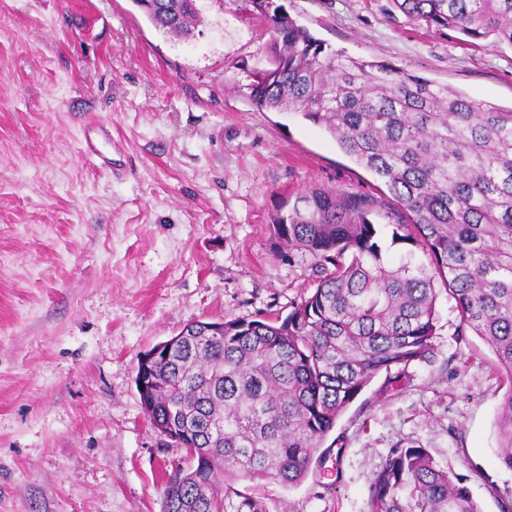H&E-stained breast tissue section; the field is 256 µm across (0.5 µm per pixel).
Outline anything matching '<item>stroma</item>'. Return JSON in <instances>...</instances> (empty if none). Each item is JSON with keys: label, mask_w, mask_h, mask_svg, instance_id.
I'll return each instance as SVG.
<instances>
[{"label": "stroma", "mask_w": 512, "mask_h": 512, "mask_svg": "<svg viewBox=\"0 0 512 512\" xmlns=\"http://www.w3.org/2000/svg\"><path fill=\"white\" fill-rule=\"evenodd\" d=\"M282 2L348 56L512 107V46H471L395 0ZM196 6L183 39L134 0H0V512H163L187 454L144 414L139 356L196 321L287 315L311 292L318 258L272 228L296 196L390 200L324 128L251 103L246 73L271 52L249 0ZM92 120L122 170L82 153ZM436 310L431 361L377 376L302 483L239 489L269 512H372L390 448L416 444L501 512L512 470L495 420L512 383L457 335L447 293Z\"/></svg>", "instance_id": "obj_1"}]
</instances>
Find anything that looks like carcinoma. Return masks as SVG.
<instances>
[{"mask_svg": "<svg viewBox=\"0 0 512 512\" xmlns=\"http://www.w3.org/2000/svg\"><path fill=\"white\" fill-rule=\"evenodd\" d=\"M408 15L512 46V0H396ZM152 25L188 37L189 0H135ZM271 66L249 73L259 110L323 127L395 202L312 190L272 220L287 250L321 260L313 292L286 317L224 321L137 365L150 423L197 454L163 490V512H268L238 480L300 484L315 454L373 379L433 356L437 285L512 382V108L476 102L388 61L354 59L260 0ZM388 223L381 224L380 218ZM426 260H421L418 253ZM512 470V385L499 415ZM372 512H482L466 479L428 450H390Z\"/></svg>", "mask_w": 512, "mask_h": 512, "instance_id": "obj_1", "label": "carcinoma"}]
</instances>
